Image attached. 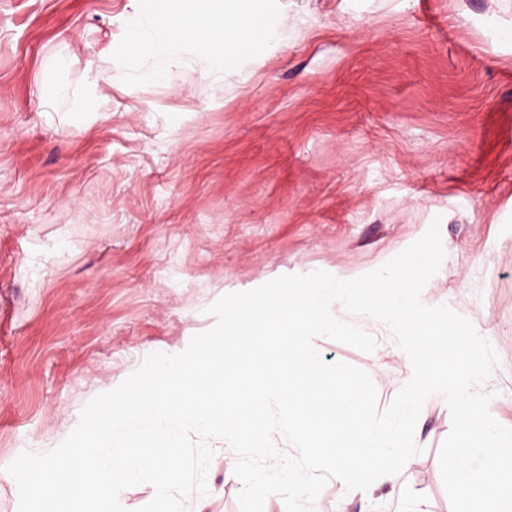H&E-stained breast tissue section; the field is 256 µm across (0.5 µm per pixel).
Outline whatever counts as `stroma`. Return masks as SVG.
I'll return each mask as SVG.
<instances>
[{"mask_svg": "<svg viewBox=\"0 0 512 512\" xmlns=\"http://www.w3.org/2000/svg\"><path fill=\"white\" fill-rule=\"evenodd\" d=\"M288 48L250 78L200 69L99 83L128 0H0V512L7 466L58 446L84 406L153 353L211 329L231 292L321 270L372 272L438 223L444 257L421 300L469 319L498 355L472 384L512 429V0H282ZM325 336L326 362L367 372L385 411L412 377L391 329ZM446 398H427L419 451L367 490L330 479L308 512H452L439 451ZM186 512H240L216 448Z\"/></svg>", "mask_w": 512, "mask_h": 512, "instance_id": "stroma-1", "label": "stroma"}]
</instances>
